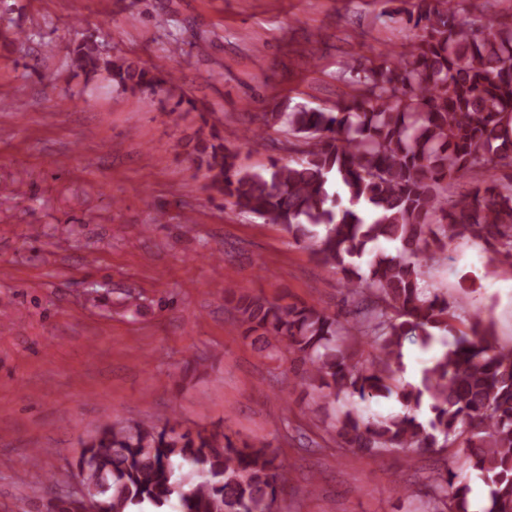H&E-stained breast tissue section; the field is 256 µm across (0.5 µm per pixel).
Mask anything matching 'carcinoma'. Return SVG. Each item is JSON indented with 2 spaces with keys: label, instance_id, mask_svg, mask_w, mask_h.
<instances>
[{
  "label": "carcinoma",
  "instance_id": "1",
  "mask_svg": "<svg viewBox=\"0 0 512 512\" xmlns=\"http://www.w3.org/2000/svg\"><path fill=\"white\" fill-rule=\"evenodd\" d=\"M463 2L412 0V9L393 10L411 33L404 50L347 64L355 94L334 108L287 99L255 116V143L277 127L295 138L288 162L243 165L214 123L199 129L192 162L212 194L281 227L342 274L343 313L225 291L241 336L264 339L323 406L337 408L336 447L369 457L450 449V465L425 484L432 512H469L466 470L487 488L484 512H512V347L496 345L478 314L457 327L448 298L425 286L427 268L453 238L482 241L490 263L512 260V181L495 177L512 168V21H464ZM68 59L123 93L192 104L173 75L112 55L91 34ZM478 173L484 178L472 191L453 198L454 183ZM437 332L453 340L423 368L420 384L402 382L404 341L428 347ZM390 396L401 412L366 414ZM73 467L80 498L55 496L46 512H79L86 503L97 512L145 504L278 512L288 482L270 443L184 431L175 415L160 424L105 415Z\"/></svg>",
  "mask_w": 512,
  "mask_h": 512
}]
</instances>
